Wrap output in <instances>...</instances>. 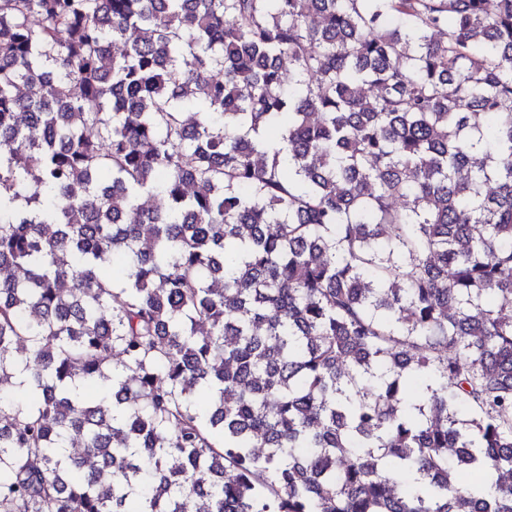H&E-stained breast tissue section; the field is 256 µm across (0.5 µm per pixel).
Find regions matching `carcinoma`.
I'll return each instance as SVG.
<instances>
[{
    "instance_id": "obj_1",
    "label": "carcinoma",
    "mask_w": 512,
    "mask_h": 512,
    "mask_svg": "<svg viewBox=\"0 0 512 512\" xmlns=\"http://www.w3.org/2000/svg\"><path fill=\"white\" fill-rule=\"evenodd\" d=\"M495 297L512 0H0V512H512Z\"/></svg>"
}]
</instances>
